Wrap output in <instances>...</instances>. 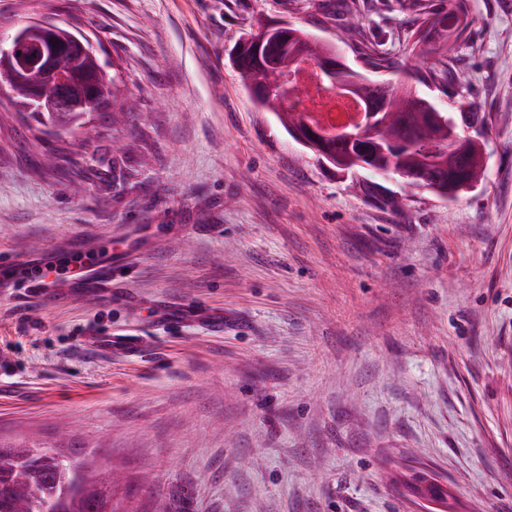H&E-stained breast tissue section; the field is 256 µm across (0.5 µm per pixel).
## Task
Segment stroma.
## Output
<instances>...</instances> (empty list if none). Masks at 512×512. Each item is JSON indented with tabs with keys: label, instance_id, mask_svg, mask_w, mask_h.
<instances>
[{
	"label": "stroma",
	"instance_id": "35a3bbf8",
	"mask_svg": "<svg viewBox=\"0 0 512 512\" xmlns=\"http://www.w3.org/2000/svg\"><path fill=\"white\" fill-rule=\"evenodd\" d=\"M451 10L449 80L411 48ZM32 16L86 34L140 113L62 138L0 103V262L100 245L134 269L0 293V437L97 452L126 512H416L420 462L456 512H512V0H0V35ZM262 23L477 104L482 181L448 202L323 164L232 66ZM92 344L104 352H121L132 355L142 350L137 336H112V333L92 336Z\"/></svg>",
	"mask_w": 512,
	"mask_h": 512
}]
</instances>
